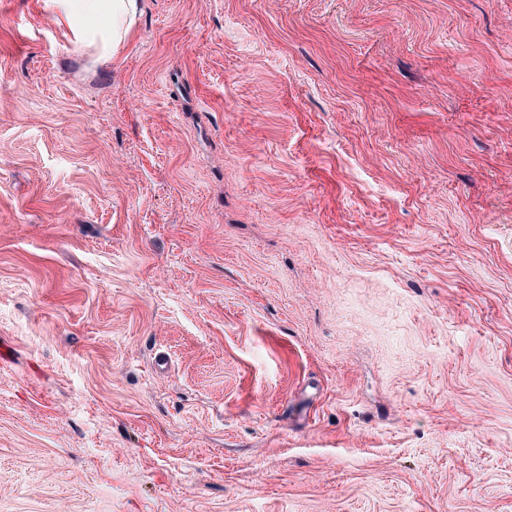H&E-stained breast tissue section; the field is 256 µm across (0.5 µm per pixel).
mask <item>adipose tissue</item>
Here are the masks:
<instances>
[{
	"instance_id": "adipose-tissue-1",
	"label": "adipose tissue",
	"mask_w": 512,
	"mask_h": 512,
	"mask_svg": "<svg viewBox=\"0 0 512 512\" xmlns=\"http://www.w3.org/2000/svg\"><path fill=\"white\" fill-rule=\"evenodd\" d=\"M94 64L105 66L124 49L140 13V0H45Z\"/></svg>"
}]
</instances>
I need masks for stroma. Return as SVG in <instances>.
I'll list each match as a JSON object with an SVG mask.
<instances>
[{"label": "stroma", "mask_w": 512, "mask_h": 512, "mask_svg": "<svg viewBox=\"0 0 512 512\" xmlns=\"http://www.w3.org/2000/svg\"><path fill=\"white\" fill-rule=\"evenodd\" d=\"M0 512H512V0H0ZM72 41L89 50L95 65L112 63L124 49L140 13V0H46Z\"/></svg>", "instance_id": "stroma-1"}]
</instances>
